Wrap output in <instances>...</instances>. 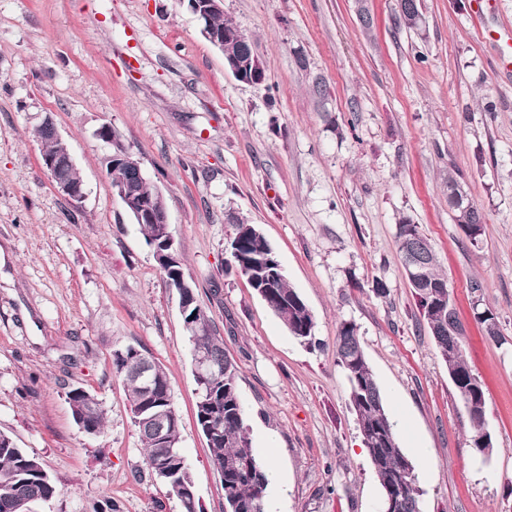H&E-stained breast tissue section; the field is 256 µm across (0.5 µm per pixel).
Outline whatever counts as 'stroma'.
Instances as JSON below:
<instances>
[{
	"label": "stroma",
	"instance_id": "obj_1",
	"mask_svg": "<svg viewBox=\"0 0 512 512\" xmlns=\"http://www.w3.org/2000/svg\"><path fill=\"white\" fill-rule=\"evenodd\" d=\"M422 33L396 0H224L266 68L250 86L224 67L181 0H0V432L58 488L38 512H181L151 478L116 348L168 372L181 448L204 512L224 484L195 422L191 345L178 299L106 176L112 126L166 199L197 299L235 361L252 446L275 460V512H379L334 344L358 333L421 512H512V0H420ZM53 118L85 197L61 196L34 130ZM456 172L485 224L465 239L448 209ZM270 241L312 310L310 348L230 266L231 215ZM418 224L448 278L464 351L487 397L490 456L469 420L401 265L397 226ZM387 297H377L374 280ZM481 293H473V283ZM498 316L484 336L476 306ZM94 394L99 434L67 399ZM276 444H269V437ZM93 398L97 400V405H98L97 412H96L94 418L91 420V427H92V429L95 430L94 434H96V433L100 432V430L103 428L104 422H105L104 411L101 408V405H100L98 399L93 394H91L83 389H80V388L73 389L68 394L69 403L71 405V409H72V413H73V417H74L75 421H76L77 416H81V413L83 411V408L85 407L86 401L88 399H93ZM76 423H77V421H76Z\"/></svg>",
	"mask_w": 512,
	"mask_h": 512
}]
</instances>
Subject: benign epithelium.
Returning <instances> with one entry per match:
<instances>
[{"label": "benign epithelium", "instance_id": "7a95c632", "mask_svg": "<svg viewBox=\"0 0 512 512\" xmlns=\"http://www.w3.org/2000/svg\"><path fill=\"white\" fill-rule=\"evenodd\" d=\"M186 3L188 11L192 14L201 36L219 51H224L227 43L244 46L251 42L248 34L241 28L230 31H218L211 28L209 19L214 14L224 12V0H182ZM224 67L240 82L249 85H260L265 80V70L258 55L254 52L242 54L228 59ZM50 132L59 143L60 150L54 154L41 155V165L48 172L56 190L71 201H79L84 197L83 182H74L71 173L76 169V164L68 144L59 134L53 120L46 118L37 129V136L44 132ZM98 137L109 146L107 158L112 161L111 170L115 177L111 181L113 193L121 200L126 212L130 214L136 224H161L163 225V250L156 251L158 262L172 271V278L167 280L168 288L175 292L179 298L181 313H186L188 307L197 302V298L191 288L187 277L176 268L179 264L178 250L171 232L168 217V209L165 197L161 191H156L148 198H141L134 193L130 177L134 176L143 181L146 174L141 162L121 142L115 131L109 125L102 126L97 131ZM404 270L408 280L413 285L423 282V263L418 250L409 247L404 257ZM461 395L466 401L468 415L472 416L475 423L480 425V437L485 447H492V435L486 427V419L477 413L472 405L471 387L461 388ZM171 418V414L154 409L150 412L149 419L156 422L158 433L157 440L161 445H166L165 430ZM387 499L384 512H419L416 507L403 496L399 488L391 486L386 489Z\"/></svg>", "mask_w": 512, "mask_h": 512}]
</instances>
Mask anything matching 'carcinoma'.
<instances>
[{
    "mask_svg": "<svg viewBox=\"0 0 512 512\" xmlns=\"http://www.w3.org/2000/svg\"><path fill=\"white\" fill-rule=\"evenodd\" d=\"M398 24L419 31L423 26V13L418 7L400 9ZM467 203L466 209L448 205L455 224L466 238L471 235V215L478 209L473 200L469 199ZM408 229L413 230L418 239L429 242L419 225L405 219L398 224L397 231L398 251L401 253L409 243L405 236ZM230 247L233 262L251 274L247 278L251 288H259L262 281L268 283L279 305L275 316L290 335L308 346L315 344V331H302L307 319L306 302L289 284L285 273L276 274L271 270L278 259L268 257L265 242L255 237L252 225L246 220L233 225ZM425 254L426 286L413 289V295L430 332L435 334L434 342L438 353L448 364V375L468 379L472 370L464 358L463 349L448 353V339L463 344L462 328L455 312L448 310V302L439 298L441 286L448 284V279L439 270L433 247L425 249ZM190 312L194 313L198 331L197 336L189 339L192 350L204 355L213 369L212 373L196 380L198 428L209 422L210 410L204 401L215 400L223 406V417L215 421L219 435L207 439V442L210 462L215 470L224 471V487L230 490V494L224 495L226 512H240L243 507L247 512H265L268 478L265 465L252 448L237 367L226 354L223 337L219 336L201 305H193ZM336 362L345 372L349 401L357 416L362 443L379 486L397 485L406 498L421 503L414 466L399 445L394 424L385 410L381 392L362 348L358 328L348 321L341 323L336 336ZM112 363L115 372L124 380L132 422L146 450L151 474L170 489L175 483L193 482L189 467L176 459L182 454L180 420H174L168 428V443L175 452V456L170 458L158 445L149 420L138 415L139 409L147 403L137 380V373L144 364L140 350L132 345L119 347L113 352ZM152 370L158 384L153 401L161 409L174 410L166 371L155 361L152 362ZM92 398L94 395L83 389L71 390L68 399L73 416L81 415L86 401ZM56 494V485L46 476L37 457L17 447L10 436L0 433V512H32L34 505L51 500Z\"/></svg>",
    "mask_w": 512,
    "mask_h": 512,
    "instance_id": "cac0c4a2",
    "label": "carcinoma"
}]
</instances>
